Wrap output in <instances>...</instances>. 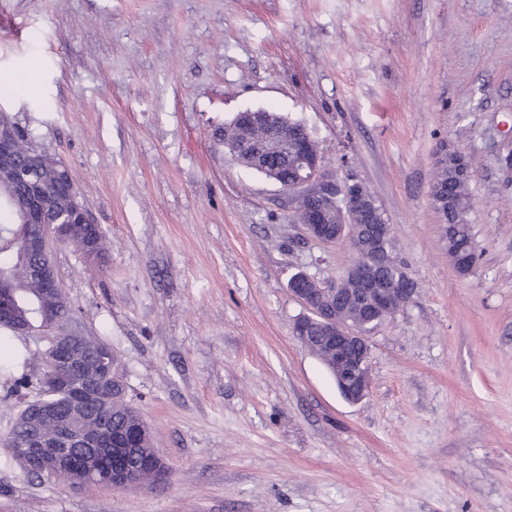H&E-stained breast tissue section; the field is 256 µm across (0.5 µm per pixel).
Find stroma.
I'll list each match as a JSON object with an SVG mask.
<instances>
[{
	"label": "stroma",
	"mask_w": 512,
	"mask_h": 512,
	"mask_svg": "<svg viewBox=\"0 0 512 512\" xmlns=\"http://www.w3.org/2000/svg\"><path fill=\"white\" fill-rule=\"evenodd\" d=\"M0 75L34 79L0 111L107 239L96 269L52 257L170 467L136 489L25 473L0 376V512H512V0H0ZM259 108L357 173L418 285L369 333L360 402L295 339L288 291L350 248L306 238L220 138ZM444 142L475 167L468 275L430 203Z\"/></svg>",
	"instance_id": "stroma-1"
}]
</instances>
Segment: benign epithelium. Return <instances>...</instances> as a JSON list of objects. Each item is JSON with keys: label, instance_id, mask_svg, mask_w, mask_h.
Masks as SVG:
<instances>
[{"label": "benign epithelium", "instance_id": "benign-epithelium-1", "mask_svg": "<svg viewBox=\"0 0 512 512\" xmlns=\"http://www.w3.org/2000/svg\"><path fill=\"white\" fill-rule=\"evenodd\" d=\"M17 132V126L6 115L1 114L0 182L13 183L18 176L23 180L27 204L21 213V223L42 224L44 228L40 234L26 236L20 242L19 251L25 257H39L43 260V291L54 294L61 288V284L51 259V245L62 243L69 236L70 226L75 223L85 226L93 238L101 232V227L94 223L90 213L82 209L73 183L65 177L62 178V185L73 202L70 219L51 223L45 220L50 201L34 168L31 167L24 173L18 166ZM294 165L298 171L297 179L291 184L281 185V188L298 191L300 199L320 204V207L306 211L303 227L309 236L326 244L347 242L356 256L389 248L393 236L391 225L386 223L370 225L371 237L367 242L359 237L357 224L342 225L333 237L324 233L326 212L331 209H341L348 219L360 213L373 219L379 213V208L369 201L362 182L355 174L347 172L342 177L329 174L323 170L320 159L307 155L295 157ZM349 283L364 298L363 304L353 315L337 307V300L342 292L341 285ZM290 293L308 310L307 315L296 321L294 333L305 329L308 323L317 324L322 333L324 364L341 395L352 403L364 399L370 388L368 364L371 346L367 329L375 327L380 318L388 320L394 317L411 301L413 293L408 288L398 287L396 281L388 282L380 278L376 268L362 259L354 260L333 288H310L304 283L290 289ZM16 306L12 289L0 281V321L8 324L16 335L28 336L33 332L31 320L27 317L19 318ZM76 374L83 378L86 389L74 395L73 406L79 409L89 403L102 404L103 394L96 390L99 368L94 361L75 360L66 354H56L51 363V388L55 390L67 386ZM102 439L103 436L97 432L78 431L71 423L59 421L55 433L49 436L42 435L41 428H35L26 447L50 465V469L44 471V474L51 477L56 471L71 465L72 450L75 448L85 449L87 458H94L101 450ZM105 480L114 488L142 486V475L139 472L115 465L105 475Z\"/></svg>", "mask_w": 512, "mask_h": 512}]
</instances>
